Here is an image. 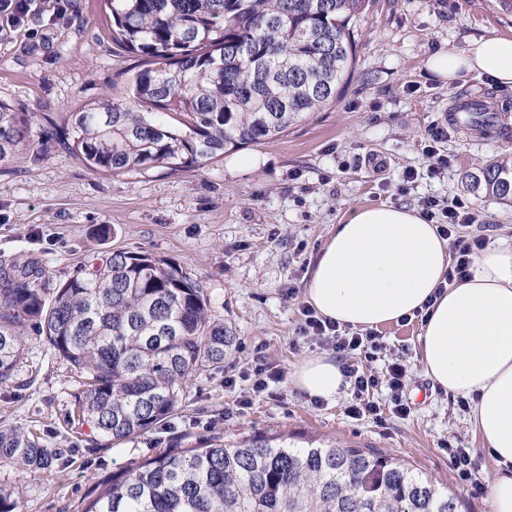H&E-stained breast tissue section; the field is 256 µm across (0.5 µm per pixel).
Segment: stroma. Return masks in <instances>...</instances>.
I'll return each instance as SVG.
<instances>
[{"mask_svg": "<svg viewBox=\"0 0 512 512\" xmlns=\"http://www.w3.org/2000/svg\"><path fill=\"white\" fill-rule=\"evenodd\" d=\"M21 25L0 14V101L28 113L31 145L0 168V260L21 256L43 269L52 299L77 270L116 250L179 265L206 290L212 316L238 336L221 367H203L184 385L182 403L164 425L110 442L71 416L82 376L55 355L33 326L14 377L0 383V428L33 433L65 451L51 471L0 461V484L14 491L18 512H77L103 477L116 475L169 447L220 436L231 443L252 433H293L371 448L435 478L458 497L460 512H490L483 488L496 464L475 433L466 401L448 396L425 375L422 315L377 328L375 357L337 353L328 339L302 337L305 285L314 259L351 209H420L434 197L470 199L475 223L462 236L512 238V202L474 190L472 176L512 154V90L462 71L449 82L427 69L443 49L463 51L470 38L512 36V10L501 0H369L357 23L354 72L337 99L288 132L225 153L191 169L164 167L101 175L48 137L67 112L109 92L126 94L137 59L112 40L105 0H28ZM490 106L493 129L472 135L449 126L462 96ZM448 137L444 174H427L424 148L432 132ZM417 180L404 186L403 175ZM334 354L383 375L395 358L410 365L403 397L411 412L392 411L390 391L368 395L379 416L347 414L352 386L332 401L309 398L290 382L292 367ZM280 371L279 382L253 389V369ZM470 449L472 483L448 460L447 445Z\"/></svg>", "mask_w": 512, "mask_h": 512, "instance_id": "1", "label": "stroma"}]
</instances>
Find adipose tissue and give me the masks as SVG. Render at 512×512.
<instances>
[{
  "label": "adipose tissue",
  "instance_id": "ef3b65f1",
  "mask_svg": "<svg viewBox=\"0 0 512 512\" xmlns=\"http://www.w3.org/2000/svg\"><path fill=\"white\" fill-rule=\"evenodd\" d=\"M429 71L459 70L512 89V37L471 39L466 50L436 52ZM447 242L417 210H352L330 233L311 268L305 294L321 317L354 328H378L427 312L421 365L435 386L467 399L472 426L494 459L491 512H512V241L488 244L465 281L443 287ZM290 381L307 396L331 400L345 378L328 354L297 362Z\"/></svg>",
  "mask_w": 512,
  "mask_h": 512
}]
</instances>
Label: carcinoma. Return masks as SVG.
Returning <instances> with one entry per match:
<instances>
[{
    "mask_svg": "<svg viewBox=\"0 0 512 512\" xmlns=\"http://www.w3.org/2000/svg\"><path fill=\"white\" fill-rule=\"evenodd\" d=\"M112 40L140 60L128 100L110 94L69 112L53 133L86 166L114 175L178 171L288 131L336 96L353 71L366 0H106ZM29 119L0 102V165L28 146ZM475 185L512 195V163ZM30 262L0 264V382L32 324L85 379L77 412L112 442L166 421L183 384L217 366L237 337L212 319L181 267L114 251L64 282L51 303ZM288 433L176 441L100 482L77 512H458L435 482L371 448L296 442ZM60 452L0 430V460L50 471Z\"/></svg>",
    "mask_w": 512,
    "mask_h": 512,
    "instance_id": "obj_1",
    "label": "carcinoma"
}]
</instances>
